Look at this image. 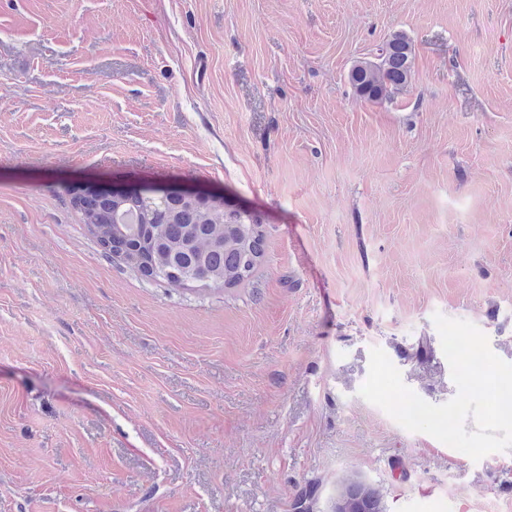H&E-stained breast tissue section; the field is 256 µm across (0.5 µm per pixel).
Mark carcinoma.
Wrapping results in <instances>:
<instances>
[{"instance_id":"cac0c4a2","label":"carcinoma","mask_w":512,"mask_h":512,"mask_svg":"<svg viewBox=\"0 0 512 512\" xmlns=\"http://www.w3.org/2000/svg\"><path fill=\"white\" fill-rule=\"evenodd\" d=\"M383 61L357 62L348 80L354 92L375 103L391 101L409 82L414 48L402 31L379 48ZM71 204L103 251L122 257L141 276L191 290L233 288L247 281L265 256L264 233L255 216L220 209L181 194L166 205L146 193L87 188ZM341 496L362 512H386L382 494L353 480L341 481Z\"/></svg>"}]
</instances>
